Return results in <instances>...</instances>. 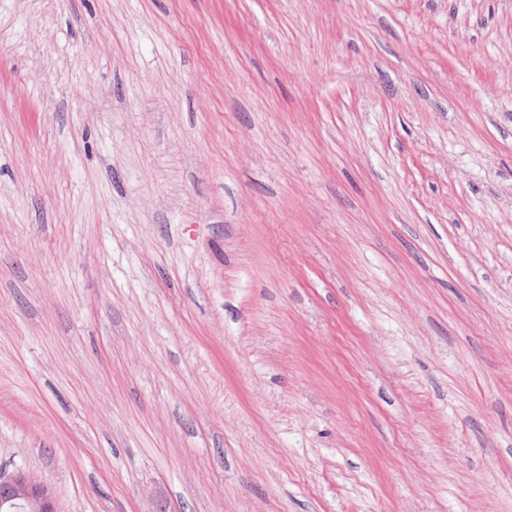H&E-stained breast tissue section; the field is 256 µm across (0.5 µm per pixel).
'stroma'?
<instances>
[{"instance_id":"stroma-1","label":"stroma","mask_w":512,"mask_h":512,"mask_svg":"<svg viewBox=\"0 0 512 512\" xmlns=\"http://www.w3.org/2000/svg\"><path fill=\"white\" fill-rule=\"evenodd\" d=\"M59 512H512V0H0V471Z\"/></svg>"}]
</instances>
